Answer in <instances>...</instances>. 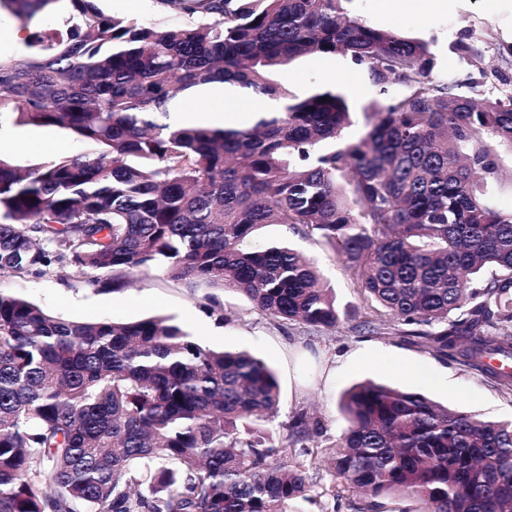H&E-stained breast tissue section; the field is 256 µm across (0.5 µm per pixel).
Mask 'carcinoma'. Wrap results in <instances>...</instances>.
I'll use <instances>...</instances> for the list:
<instances>
[{
	"instance_id": "1",
	"label": "carcinoma",
	"mask_w": 512,
	"mask_h": 512,
	"mask_svg": "<svg viewBox=\"0 0 512 512\" xmlns=\"http://www.w3.org/2000/svg\"><path fill=\"white\" fill-rule=\"evenodd\" d=\"M351 0H158L187 21L106 15L95 0H0L24 53L0 57V115L57 127L92 152L36 168L0 159V274L56 263L119 289L152 267L236 292L280 325L392 334L475 369L512 373V210L477 194L512 150V95L477 104L435 74L429 45L348 17ZM61 5L53 27L37 18ZM370 75L354 141L342 84L303 98L273 76L308 55ZM232 85L278 108L249 126L186 128L169 103ZM262 224L301 226L346 268L363 308L336 302L289 247L246 242ZM484 268L495 274L478 279ZM347 426L314 446L307 407L286 431L272 368L197 343L168 317L75 321L0 290V512H303L336 486L380 512L403 493L420 512H512V420L485 421L366 381Z\"/></svg>"
}]
</instances>
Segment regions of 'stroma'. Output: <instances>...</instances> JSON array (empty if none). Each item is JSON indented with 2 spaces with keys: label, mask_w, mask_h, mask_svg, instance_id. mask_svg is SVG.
<instances>
[{
  "label": "stroma",
  "mask_w": 512,
  "mask_h": 512,
  "mask_svg": "<svg viewBox=\"0 0 512 512\" xmlns=\"http://www.w3.org/2000/svg\"><path fill=\"white\" fill-rule=\"evenodd\" d=\"M98 6L106 14L129 19L167 24L178 20L177 15L162 11L156 0H98ZM348 14L371 26L427 41L436 56V73L447 75L455 94L476 99L512 94V0H499L492 12L485 0H455L450 10L437 0H351ZM459 41L477 45L480 62L457 53L454 45ZM339 76L345 79L355 112L343 137L354 140L365 131L360 108L369 87L366 69L340 55H313L280 70L276 80L303 97ZM475 78L480 84L473 89L469 82ZM86 149L66 130L20 125L11 115L0 116L1 159L34 168L61 154ZM252 240L262 247L292 246L320 268L340 303L360 304L358 290L343 265L315 238L284 224H265ZM0 287L65 319L133 322L166 316L201 345L250 351L266 359L277 376L278 423H287L300 407L310 408L322 424L317 439L322 448L335 441L345 425L339 408L341 394L367 380L420 392L436 403L486 420L512 417V393L500 391L481 372L442 362L401 337L363 334L348 322L321 331L284 327L232 292L217 295L221 307L236 314L233 322L222 325L209 310L206 289L187 287L158 269L135 274L128 287L112 291L86 286L77 268L62 263L41 277L2 274Z\"/></svg>",
  "instance_id": "1"
}]
</instances>
